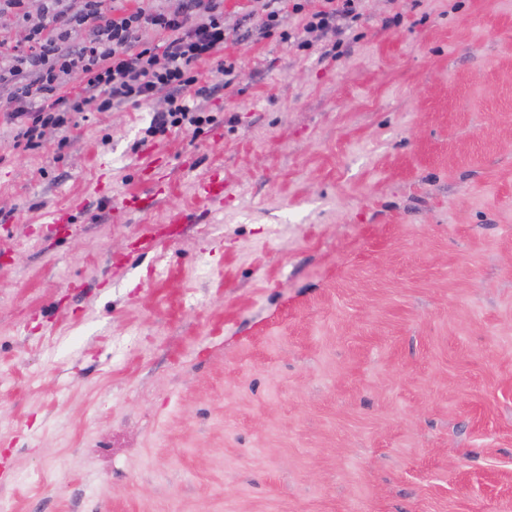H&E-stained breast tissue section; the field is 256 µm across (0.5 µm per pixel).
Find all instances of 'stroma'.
<instances>
[{
  "mask_svg": "<svg viewBox=\"0 0 512 512\" xmlns=\"http://www.w3.org/2000/svg\"><path fill=\"white\" fill-rule=\"evenodd\" d=\"M361 11L336 59L225 43L197 133L0 120L11 512H512V0Z\"/></svg>",
  "mask_w": 512,
  "mask_h": 512,
  "instance_id": "obj_1",
  "label": "stroma"
}]
</instances>
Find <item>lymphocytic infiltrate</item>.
I'll list each match as a JSON object with an SVG mask.
<instances>
[{"instance_id":"f902f5d3","label":"lymphocytic infiltrate","mask_w":512,"mask_h":512,"mask_svg":"<svg viewBox=\"0 0 512 512\" xmlns=\"http://www.w3.org/2000/svg\"><path fill=\"white\" fill-rule=\"evenodd\" d=\"M259 35H279L308 52L326 34L343 37L361 18L360 0H322L305 13L301 0H257ZM298 25H291L293 16ZM231 33L224 25L223 0H178L175 8L138 0L133 11L109 7L107 0H85L72 10L67 0H42L41 20L19 40L0 38V83L25 65L29 80L0 104L15 125L13 146H39L48 127H67L71 114L106 112L153 104L148 134L200 127V110L179 103L183 93L209 99L214 89L190 77L200 62L214 63L230 76L234 65L219 54Z\"/></svg>"}]
</instances>
